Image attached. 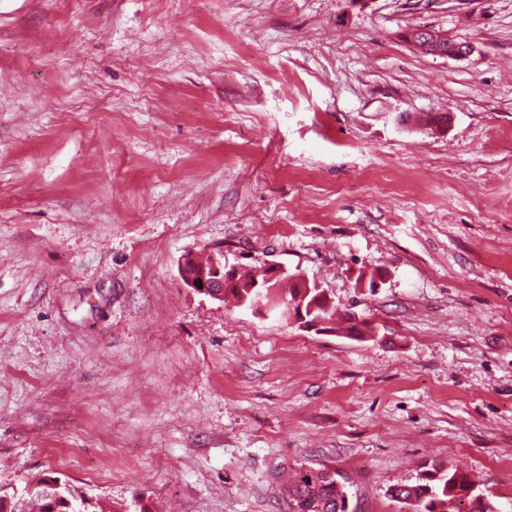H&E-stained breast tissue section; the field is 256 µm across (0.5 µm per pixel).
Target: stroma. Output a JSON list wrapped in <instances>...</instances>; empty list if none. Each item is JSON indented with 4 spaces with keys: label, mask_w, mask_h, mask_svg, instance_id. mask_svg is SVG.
<instances>
[{
    "label": "stroma",
    "mask_w": 512,
    "mask_h": 512,
    "mask_svg": "<svg viewBox=\"0 0 512 512\" xmlns=\"http://www.w3.org/2000/svg\"><path fill=\"white\" fill-rule=\"evenodd\" d=\"M217 245L375 335L186 288ZM428 462L512 512V0H0V496L403 512ZM284 493L293 512H348L345 487L328 472H302ZM58 495L61 501L75 499V494L66 483H59L58 486L49 488L45 484L40 483L34 488V497L40 502L39 512H49L47 505L51 501L52 496Z\"/></svg>",
    "instance_id": "stroma-1"
}]
</instances>
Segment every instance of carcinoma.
Here are the masks:
<instances>
[{
	"label": "carcinoma",
	"mask_w": 512,
	"mask_h": 512,
	"mask_svg": "<svg viewBox=\"0 0 512 512\" xmlns=\"http://www.w3.org/2000/svg\"><path fill=\"white\" fill-rule=\"evenodd\" d=\"M288 301L304 302V308L316 305L315 314L327 316L326 295L321 288L302 290L290 285L280 289ZM284 493L292 512H348L347 492L344 485L324 471L301 473L299 481ZM66 501L75 494L66 483L49 488L40 483L34 488V497L40 502L39 512H49L47 505L53 496ZM392 497L413 512H499L497 504L487 495L476 491L469 477L442 464L423 466L416 483L396 485Z\"/></svg>",
	"instance_id": "carcinoma-1"
}]
</instances>
